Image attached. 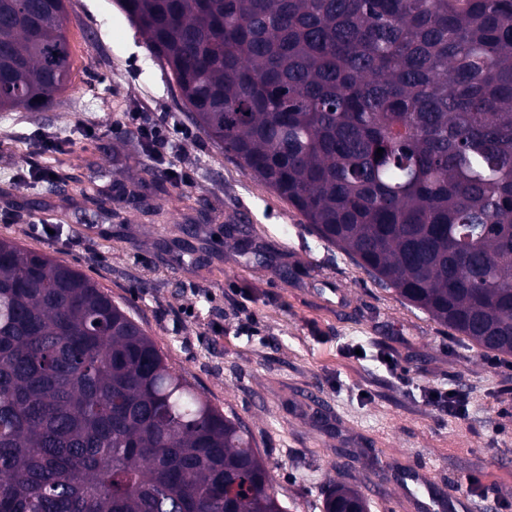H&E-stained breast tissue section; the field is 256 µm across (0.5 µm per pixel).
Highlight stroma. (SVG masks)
Instances as JSON below:
<instances>
[{
	"label": "stroma",
	"mask_w": 512,
	"mask_h": 512,
	"mask_svg": "<svg viewBox=\"0 0 512 512\" xmlns=\"http://www.w3.org/2000/svg\"><path fill=\"white\" fill-rule=\"evenodd\" d=\"M67 11L70 86L52 110L0 112V213L14 216L0 238L128 306L169 364L249 427L288 512H322L336 479L371 512H415L416 500L433 512H512V356L481 353L379 286L202 133L173 161L154 158L138 125L192 126L177 87L113 0H69ZM89 126L110 133L91 140ZM42 132L63 148L37 152ZM32 168L53 180L16 181ZM174 169L192 185H177ZM93 170L111 219L82 193ZM130 183L152 211L116 202ZM35 218L57 238L33 230ZM230 224L245 236H228ZM432 388L464 396L466 416L438 411ZM340 448L354 454L343 471ZM422 462L435 473L425 487L411 479Z\"/></svg>",
	"instance_id": "stroma-1"
}]
</instances>
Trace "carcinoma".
<instances>
[{"label":"carcinoma","mask_w":512,"mask_h":512,"mask_svg":"<svg viewBox=\"0 0 512 512\" xmlns=\"http://www.w3.org/2000/svg\"><path fill=\"white\" fill-rule=\"evenodd\" d=\"M0 0V112L67 0ZM205 137L383 287L512 356V0H116ZM382 148V157L376 150ZM367 499L334 481L324 512ZM0 512H288L248 427L73 266L0 240Z\"/></svg>","instance_id":"obj_1"}]
</instances>
